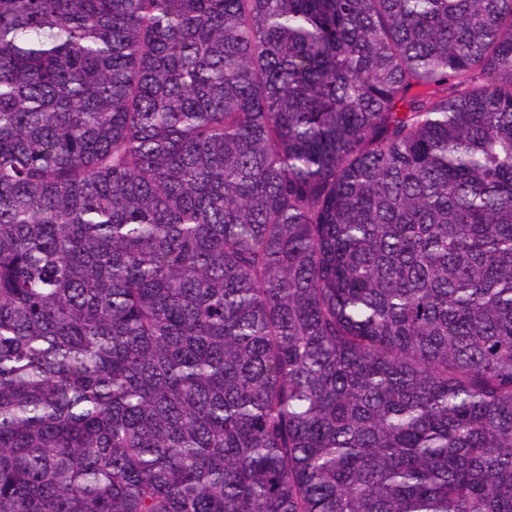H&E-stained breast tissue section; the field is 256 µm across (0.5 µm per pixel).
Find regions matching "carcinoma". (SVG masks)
<instances>
[{"instance_id": "carcinoma-1", "label": "carcinoma", "mask_w": 512, "mask_h": 512, "mask_svg": "<svg viewBox=\"0 0 512 512\" xmlns=\"http://www.w3.org/2000/svg\"><path fill=\"white\" fill-rule=\"evenodd\" d=\"M0 512H512V0H0Z\"/></svg>"}]
</instances>
